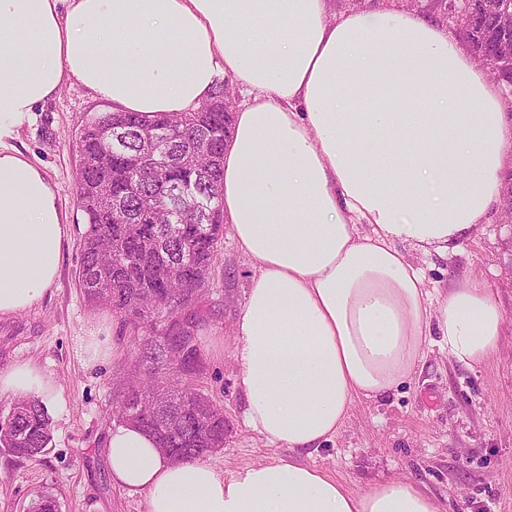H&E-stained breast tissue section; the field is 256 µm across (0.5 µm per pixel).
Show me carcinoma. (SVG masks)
I'll return each mask as SVG.
<instances>
[{"instance_id":"obj_1","label":"carcinoma","mask_w":512,"mask_h":512,"mask_svg":"<svg viewBox=\"0 0 512 512\" xmlns=\"http://www.w3.org/2000/svg\"><path fill=\"white\" fill-rule=\"evenodd\" d=\"M454 2L450 11L437 0H423L420 10L438 20L454 14L475 56L494 60L498 28L484 0ZM234 107L232 84L224 78L188 112L152 119L99 112L78 135L75 186L87 219L78 284L91 306L112 309L140 335L115 414L151 435L157 447L172 449L173 462L224 448V411L195 386L204 371L196 366L203 360L200 320L186 327L181 316L195 313L224 235L221 162ZM116 125L126 131L120 155L112 154L109 138ZM160 131L170 136L166 184L145 172L152 166L151 139ZM115 198L127 216L123 224L112 220ZM164 360L178 368H154ZM51 438L47 410L35 398L20 397L0 415V447L17 458L41 455Z\"/></svg>"}]
</instances>
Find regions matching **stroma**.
<instances>
[{"label":"stroma","mask_w":512,"mask_h":512,"mask_svg":"<svg viewBox=\"0 0 512 512\" xmlns=\"http://www.w3.org/2000/svg\"><path fill=\"white\" fill-rule=\"evenodd\" d=\"M111 109L69 83L37 107L15 140L60 186L70 236L55 286L32 308L0 320V369L28 360L58 387L46 406L53 435L47 453L18 459L0 447V512H31L44 493L54 496L59 512H145L142 495L113 483L105 456L124 358L89 365L77 355L80 336L98 327L131 345L130 328L111 310L90 306L76 277L87 229L74 192L76 139L92 113ZM408 254L430 287L481 276L496 288L507 322L500 356L471 370L430 346L410 380L378 401L355 403L336 437L300 459L355 491L406 477L440 498L446 512H512V224L494 216L445 258L413 247ZM253 274L233 237L224 236L197 302L205 318L199 332L205 371L197 385L224 410V448L211 460L228 470L271 456L243 423L245 397L233 361L234 323Z\"/></svg>","instance_id":"1"}]
</instances>
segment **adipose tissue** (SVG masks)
<instances>
[{
	"mask_svg": "<svg viewBox=\"0 0 512 512\" xmlns=\"http://www.w3.org/2000/svg\"><path fill=\"white\" fill-rule=\"evenodd\" d=\"M238 95L222 205L255 274L234 324L244 424L277 449L224 470L175 463L115 426L113 481L145 512H445L414 481L355 492L295 461L356 400L412 377L430 344L475 369L506 321L480 277L433 294L404 246L445 255L489 223L512 166V100L441 22L327 0H0V319L55 284L69 233L60 187L13 141L77 82L113 111L186 112L219 77ZM0 395L51 402L28 361Z\"/></svg>",
	"mask_w": 512,
	"mask_h": 512,
	"instance_id": "1",
	"label": "adipose tissue"
}]
</instances>
